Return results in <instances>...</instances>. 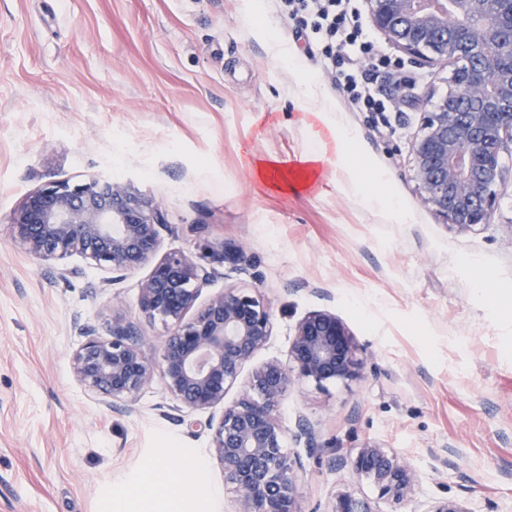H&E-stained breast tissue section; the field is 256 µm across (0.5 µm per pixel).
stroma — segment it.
<instances>
[{"label": "stroma", "mask_w": 512, "mask_h": 512, "mask_svg": "<svg viewBox=\"0 0 512 512\" xmlns=\"http://www.w3.org/2000/svg\"><path fill=\"white\" fill-rule=\"evenodd\" d=\"M369 36L401 65L375 72L374 87L407 85L383 120L344 101L277 0H0V512H140L141 493L153 512L234 510L210 431L176 419L160 376L133 413L72 376L75 322L106 333L116 305L157 357L167 328L137 309L148 267L117 279L76 254L37 259L11 236L31 190L116 172L164 210L162 251L244 249V266L215 264L205 293L257 288L273 332L226 402L254 367L287 361L310 311L335 312L363 347L361 381L301 383L276 413L289 434L307 419L323 444L285 442L303 512H326L344 488L376 501L371 480L331 463L368 442L417 470L401 512L447 496L512 512V156L489 223L461 232L421 207L412 142L452 66ZM313 150L322 178L295 192L248 167ZM171 443L170 468L190 482L187 462H203L213 495L174 504L152 485Z\"/></svg>", "instance_id": "obj_1"}]
</instances>
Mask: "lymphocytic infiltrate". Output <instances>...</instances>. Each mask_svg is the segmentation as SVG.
<instances>
[{
    "mask_svg": "<svg viewBox=\"0 0 512 512\" xmlns=\"http://www.w3.org/2000/svg\"><path fill=\"white\" fill-rule=\"evenodd\" d=\"M288 18L308 45L321 49L335 86L361 111L384 115L393 111L378 98L370 72L396 68L369 39L355 0H285Z\"/></svg>",
    "mask_w": 512,
    "mask_h": 512,
    "instance_id": "obj_1",
    "label": "lymphocytic infiltrate"
}]
</instances>
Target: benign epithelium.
Wrapping results in <instances>:
<instances>
[{
	"instance_id": "benign-epithelium-1",
	"label": "benign epithelium",
	"mask_w": 512,
	"mask_h": 512,
	"mask_svg": "<svg viewBox=\"0 0 512 512\" xmlns=\"http://www.w3.org/2000/svg\"><path fill=\"white\" fill-rule=\"evenodd\" d=\"M370 21L390 44L426 62L454 64L450 86L424 113L412 147L419 202L465 231L489 221L495 187L504 180L502 155L512 154V0H367ZM163 210L128 181L107 175L82 183L52 181L28 193L11 231L31 255L62 260L74 254L123 275L149 263L139 288V314L170 327L163 340L161 376L173 409L206 413L192 427L212 431L224 483L236 493L234 512H301L298 475L284 448L285 431L273 412L302 381L322 387L362 378L363 349L335 313L315 310L301 318L288 363L270 360L250 377V393L224 402L242 370L268 342L273 323L256 288L230 287L197 301L212 271L183 252L160 253ZM202 257L237 262L224 245L207 244ZM70 357L76 382L110 406L136 410L152 361L129 318L112 314L110 334L80 325ZM222 407L220 416L212 410ZM294 441L316 451L324 444L300 418ZM332 463L354 478L373 480L378 500L398 508L412 495L417 470L406 458L367 443ZM327 512H379L348 491L335 494ZM423 512H470L454 498L429 502Z\"/></svg>"
}]
</instances>
